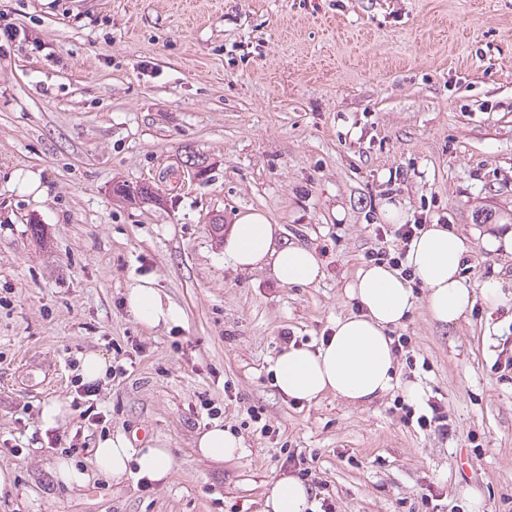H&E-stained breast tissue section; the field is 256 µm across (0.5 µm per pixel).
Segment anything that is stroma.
<instances>
[{
	"label": "stroma",
	"instance_id": "1",
	"mask_svg": "<svg viewBox=\"0 0 512 512\" xmlns=\"http://www.w3.org/2000/svg\"><path fill=\"white\" fill-rule=\"evenodd\" d=\"M27 168L42 201L9 181ZM388 204L465 236V275L504 304L446 328L415 286L393 391L283 396L285 336L312 349L358 313ZM248 208L317 253L318 284L225 262L212 219ZM488 224L512 225V0H0V512H263L298 457L334 512H512V258L471 237ZM140 278L181 325L134 318ZM90 352L114 372L80 399ZM430 398L450 436L404 422L398 400ZM51 400L71 415L45 432ZM215 422L241 456L198 454ZM118 435L167 449L166 481L94 472ZM61 457L84 486L56 481Z\"/></svg>",
	"mask_w": 512,
	"mask_h": 512
}]
</instances>
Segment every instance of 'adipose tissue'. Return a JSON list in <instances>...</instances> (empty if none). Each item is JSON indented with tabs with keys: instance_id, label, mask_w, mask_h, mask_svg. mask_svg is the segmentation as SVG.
<instances>
[{
	"instance_id": "adipose-tissue-1",
	"label": "adipose tissue",
	"mask_w": 512,
	"mask_h": 512,
	"mask_svg": "<svg viewBox=\"0 0 512 512\" xmlns=\"http://www.w3.org/2000/svg\"><path fill=\"white\" fill-rule=\"evenodd\" d=\"M279 225L259 211L236 213L224 238V257L235 269L270 268L284 285H312L319 281L322 261L316 252L280 237ZM467 247L465 239L443 224L427 227L411 240L406 264L426 288V307L432 318L456 325L476 299L490 306L501 302L495 283L474 287L461 274ZM356 299L357 314L337 319L327 341L317 349L289 347L273 361L270 370L279 392L287 397L313 402L326 394L352 403L373 400L395 385V357L391 333L406 320L415 304L412 288L400 273L384 265L359 270L348 286ZM127 304L143 325L178 326L182 310L165 300L148 279L138 280L127 291ZM197 448L205 459L221 462L244 451L241 437L216 423L202 432ZM93 463L97 471L119 482L135 475L150 481L164 478L172 459L164 448H134L128 440L108 437L96 444ZM311 491L297 477L273 481L265 499V512H312Z\"/></svg>"
}]
</instances>
